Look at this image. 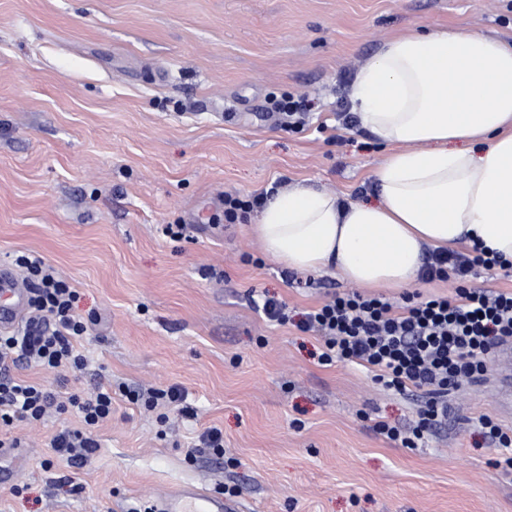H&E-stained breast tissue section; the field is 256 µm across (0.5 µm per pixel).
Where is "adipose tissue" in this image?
<instances>
[{"label": "adipose tissue", "instance_id": "ef3b65f1", "mask_svg": "<svg viewBox=\"0 0 512 512\" xmlns=\"http://www.w3.org/2000/svg\"><path fill=\"white\" fill-rule=\"evenodd\" d=\"M384 146L378 203L305 183L268 198L251 225L284 268L335 267L361 288L415 284L427 250L481 247L512 264V44L471 28L386 40L351 93Z\"/></svg>", "mask_w": 512, "mask_h": 512}]
</instances>
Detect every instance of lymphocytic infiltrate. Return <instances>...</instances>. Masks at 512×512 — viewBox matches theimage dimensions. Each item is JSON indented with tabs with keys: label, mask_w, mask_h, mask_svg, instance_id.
<instances>
[{
	"label": "lymphocytic infiltrate",
	"mask_w": 512,
	"mask_h": 512,
	"mask_svg": "<svg viewBox=\"0 0 512 512\" xmlns=\"http://www.w3.org/2000/svg\"><path fill=\"white\" fill-rule=\"evenodd\" d=\"M15 264L25 273L30 296L21 326L0 332V447H18V440L6 435L14 424L40 421L54 411H71L81 418L82 428L54 435L53 455L42 466L49 470L63 459L76 468L97 452L99 442L93 432L112 416L111 381H97L92 393H74L62 401L43 383L18 378L14 371L23 365L46 372L86 370L82 342L97 318L79 313L78 290L41 256L24 253ZM497 265V260L476 249L433 254L426 274L455 280L454 298L433 297L399 308L384 298L352 292L305 313L297 326L321 338V364L354 363L371 372L373 381L384 389L400 394L423 392L426 402L415 426L375 425L387 439L415 448L447 418L449 390L463 380L483 376L485 355L512 339V291L467 285L478 270L489 271ZM121 393L148 411L173 405L182 417L195 416L185 391L177 386L126 385Z\"/></svg>",
	"instance_id": "f902f5d3"
}]
</instances>
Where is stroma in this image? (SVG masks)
Masks as SVG:
<instances>
[{
  "mask_svg": "<svg viewBox=\"0 0 512 512\" xmlns=\"http://www.w3.org/2000/svg\"><path fill=\"white\" fill-rule=\"evenodd\" d=\"M462 26L512 42V0H0V265L41 255L100 317L85 343L113 385H177L198 417L163 431L115 400L80 469L44 470L59 413L17 424L0 456V512H128L171 487H240L244 512H512V472L478 420L512 431L495 401L512 360L448 393V420L418 448L376 432L414 426L418 394L363 369L321 364L295 318L350 292L334 269L295 273L266 257L224 196L309 184L351 201L383 149L345 127L337 101L381 42ZM313 102L284 130L270 102ZM184 224L174 242L164 224ZM289 324L263 319L261 296ZM224 456L187 452L209 426ZM80 492L57 490L61 476Z\"/></svg>",
  "mask_w": 512,
  "mask_h": 512,
  "instance_id": "obj_1",
  "label": "stroma"
}]
</instances>
